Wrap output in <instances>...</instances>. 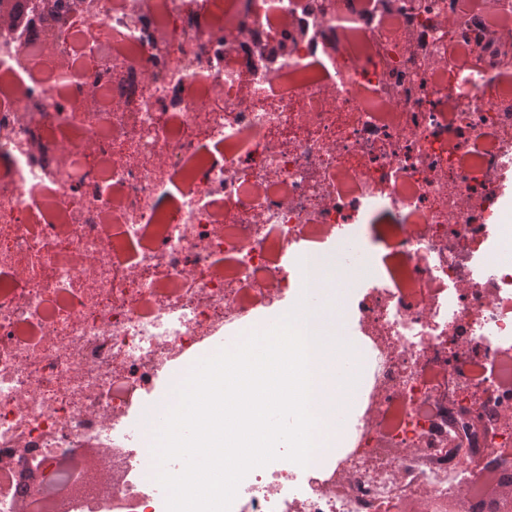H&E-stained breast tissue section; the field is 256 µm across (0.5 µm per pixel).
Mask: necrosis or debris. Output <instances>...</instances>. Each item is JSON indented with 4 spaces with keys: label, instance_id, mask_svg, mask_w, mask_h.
I'll list each match as a JSON object with an SVG mask.
<instances>
[{
    "label": "necrosis or debris",
    "instance_id": "4bbe7bcc",
    "mask_svg": "<svg viewBox=\"0 0 512 512\" xmlns=\"http://www.w3.org/2000/svg\"><path fill=\"white\" fill-rule=\"evenodd\" d=\"M82 2L56 48L82 43L80 80L0 30V512H166L160 373L291 310L350 243L385 257L345 285L348 423L231 512H488L483 475L512 476V71L469 48L512 0H345L271 75L253 52L312 19L292 0H141L134 25ZM89 89L118 109L73 110Z\"/></svg>",
    "mask_w": 512,
    "mask_h": 512
}]
</instances>
